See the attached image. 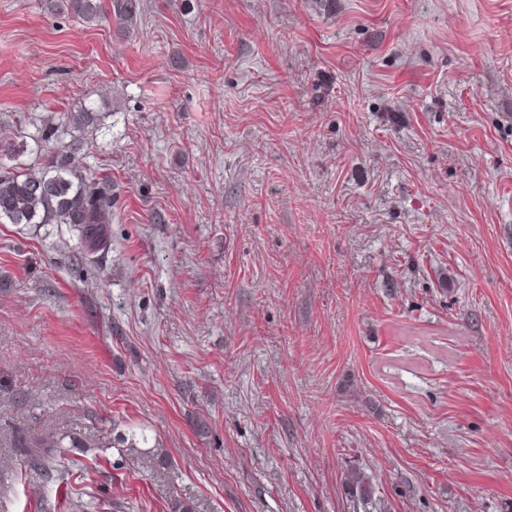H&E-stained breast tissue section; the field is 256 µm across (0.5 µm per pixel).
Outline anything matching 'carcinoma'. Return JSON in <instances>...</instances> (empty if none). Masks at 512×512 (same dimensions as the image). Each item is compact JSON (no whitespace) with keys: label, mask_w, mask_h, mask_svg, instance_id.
I'll return each mask as SVG.
<instances>
[{"label":"carcinoma","mask_w":512,"mask_h":512,"mask_svg":"<svg viewBox=\"0 0 512 512\" xmlns=\"http://www.w3.org/2000/svg\"><path fill=\"white\" fill-rule=\"evenodd\" d=\"M46 9L67 13L88 25L107 21L121 35L130 33L141 12V0H48ZM100 112L82 107L68 112L62 122L43 120L34 141L70 137L68 143L30 164L6 170L0 165V224H68L77 231L85 252L107 249V225L112 223V185L92 188L84 175L83 135L95 128ZM30 470L40 475L67 459L74 441L54 432H36L18 438Z\"/></svg>","instance_id":"obj_1"}]
</instances>
